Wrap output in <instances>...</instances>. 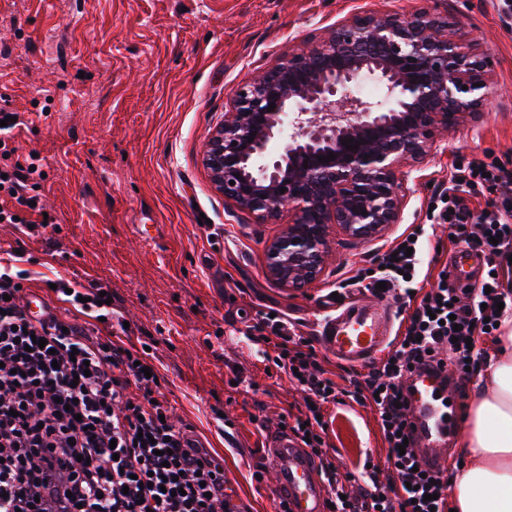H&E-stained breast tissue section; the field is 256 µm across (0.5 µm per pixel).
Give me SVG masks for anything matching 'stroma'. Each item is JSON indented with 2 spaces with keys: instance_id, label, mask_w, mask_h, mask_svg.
<instances>
[{
  "instance_id": "stroma-1",
  "label": "stroma",
  "mask_w": 512,
  "mask_h": 512,
  "mask_svg": "<svg viewBox=\"0 0 512 512\" xmlns=\"http://www.w3.org/2000/svg\"><path fill=\"white\" fill-rule=\"evenodd\" d=\"M496 0H0V96L21 115L20 155L47 163L41 189L51 237L0 224V250L22 248L31 293L62 276L112 291L124 342L146 344L173 423L192 430L224 467L234 512H276L270 473H257L270 429L304 406L275 369L255 325L287 315L315 339L325 299L402 233L431 224L430 205L456 167L512 161V19ZM446 14L492 61L484 112L449 129L406 184L402 223L368 240L330 228L322 273L288 291L266 273L277 224L230 209L203 164L237 86L288 48L358 12ZM455 244L443 226L425 239L436 283ZM241 385H231L233 371ZM329 453L341 474L365 456L385 463L370 407L329 406Z\"/></svg>"
}]
</instances>
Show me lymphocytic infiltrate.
Wrapping results in <instances>:
<instances>
[{"mask_svg": "<svg viewBox=\"0 0 512 512\" xmlns=\"http://www.w3.org/2000/svg\"><path fill=\"white\" fill-rule=\"evenodd\" d=\"M41 157H19L0 144V224L21 234L48 222L35 188ZM500 189V196L472 212L466 187ZM436 206L448 233L475 244L487 258L489 277L468 288L436 287L414 303L396 345L368 372L350 370L348 384L325 369L311 342L286 321L264 317L260 340L289 381H300L305 411L284 426L309 449L327 490L330 512H448V474L417 473L406 408L396 401L410 370L448 367L465 380L487 364L492 324L512 315V288L503 277L512 265V167L473 160L456 170ZM422 243L402 239L377 259L367 290L385 282L401 296L406 278H418ZM19 254L0 257V512H229L221 465L185 430L165 416L170 403L154 378L145 349L125 343L101 303V285L57 277L55 306L40 316L28 311ZM46 341L37 348L33 339ZM370 405L383 442L386 466L371 464L358 476L341 475L326 451L322 421L332 404Z\"/></svg>", "mask_w": 512, "mask_h": 512, "instance_id": "obj_1", "label": "lymphocytic infiltrate"}]
</instances>
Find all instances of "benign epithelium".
I'll list each match as a JSON object with an SVG mask.
<instances>
[{"mask_svg":"<svg viewBox=\"0 0 512 512\" xmlns=\"http://www.w3.org/2000/svg\"><path fill=\"white\" fill-rule=\"evenodd\" d=\"M467 42L454 21L426 10L355 14L235 90L203 163L224 202L260 223H276L288 207L266 251L267 274L281 287L316 279L330 225L371 239L402 223L410 172L401 167L482 111L491 64ZM364 80L378 85V98L352 92ZM350 139L358 149L343 145Z\"/></svg>","mask_w":512,"mask_h":512,"instance_id":"1","label":"benign epithelium"}]
</instances>
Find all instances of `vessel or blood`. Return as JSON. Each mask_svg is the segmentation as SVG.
I'll list each match as a JSON object with an SVG mask.
<instances>
[{
  "label": "vessel or blood",
  "mask_w": 512,
  "mask_h": 512,
  "mask_svg": "<svg viewBox=\"0 0 512 512\" xmlns=\"http://www.w3.org/2000/svg\"><path fill=\"white\" fill-rule=\"evenodd\" d=\"M483 256L466 242H459L450 257L454 283H475ZM395 314L385 299L351 300L332 307L323 319L317 341L336 362L357 369L369 368L393 340ZM410 418L416 448L424 464L444 469L451 453L448 446L446 389L440 377L412 376ZM269 470L275 474L273 487L285 512H325V490L316 462L309 450L288 431L270 433L264 446Z\"/></svg>",
  "instance_id": "b4317fda"
}]
</instances>
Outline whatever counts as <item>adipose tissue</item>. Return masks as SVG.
I'll use <instances>...</instances> for the list:
<instances>
[{
	"label": "adipose tissue",
	"mask_w": 512,
	"mask_h": 512,
	"mask_svg": "<svg viewBox=\"0 0 512 512\" xmlns=\"http://www.w3.org/2000/svg\"><path fill=\"white\" fill-rule=\"evenodd\" d=\"M466 415V461L454 475L453 512H512V317Z\"/></svg>",
	"instance_id": "1"
}]
</instances>
